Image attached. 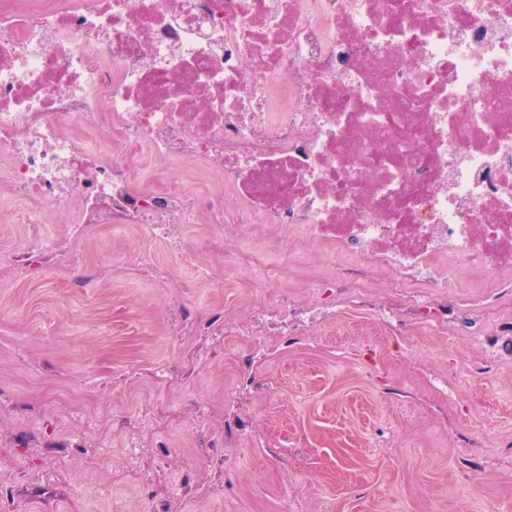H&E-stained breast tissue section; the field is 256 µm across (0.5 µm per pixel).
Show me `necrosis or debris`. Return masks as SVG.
<instances>
[{
	"label": "necrosis or debris",
	"instance_id": "necrosis-or-debris-1",
	"mask_svg": "<svg viewBox=\"0 0 512 512\" xmlns=\"http://www.w3.org/2000/svg\"><path fill=\"white\" fill-rule=\"evenodd\" d=\"M0 187L172 241L197 215L299 224L426 291L468 266L512 288V0H0Z\"/></svg>",
	"mask_w": 512,
	"mask_h": 512
}]
</instances>
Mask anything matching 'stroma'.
<instances>
[{"label":"stroma","instance_id":"35a3bbf8","mask_svg":"<svg viewBox=\"0 0 512 512\" xmlns=\"http://www.w3.org/2000/svg\"><path fill=\"white\" fill-rule=\"evenodd\" d=\"M41 209H0V512H512L493 277L458 274L439 323L420 288L279 224L191 222L176 247ZM344 268L355 287H331ZM282 297L336 314L223 334Z\"/></svg>","mask_w":512,"mask_h":512}]
</instances>
